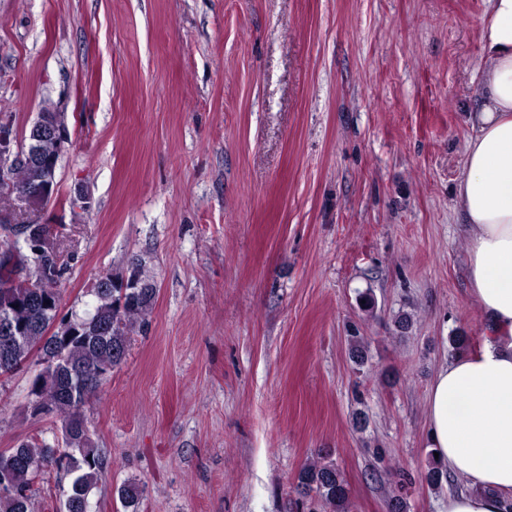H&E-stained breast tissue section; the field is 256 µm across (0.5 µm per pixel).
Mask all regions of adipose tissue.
<instances>
[{
    "instance_id": "ef3b65f1",
    "label": "adipose tissue",
    "mask_w": 512,
    "mask_h": 512,
    "mask_svg": "<svg viewBox=\"0 0 512 512\" xmlns=\"http://www.w3.org/2000/svg\"><path fill=\"white\" fill-rule=\"evenodd\" d=\"M481 28V108L456 202L470 226V293L486 340L439 370L429 440L465 491L446 512H505L512 502V0H489Z\"/></svg>"
}]
</instances>
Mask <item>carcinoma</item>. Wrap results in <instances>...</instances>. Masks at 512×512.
Listing matches in <instances>:
<instances>
[{
  "label": "carcinoma",
  "instance_id": "carcinoma-1",
  "mask_svg": "<svg viewBox=\"0 0 512 512\" xmlns=\"http://www.w3.org/2000/svg\"><path fill=\"white\" fill-rule=\"evenodd\" d=\"M21 147L36 150L50 160L55 145L50 137L34 140L27 135ZM43 173L36 166L20 168L15 191L31 189ZM51 233L47 224H0V252H10L8 260H0V327L9 324L15 338L0 348V375L11 373L33 352L38 356L39 370L34 375L28 402L43 408L44 414L59 422L56 444L22 440L8 454L10 465L0 463L6 471V492H0V512H34L33 486L44 465L51 463L72 476L65 501V512H82L97 487L105 465V454L98 448L86 427L82 408L103 383L99 375L119 366L126 358L128 341L135 329L146 325L157 295V286L146 264L131 262L143 287L134 295H121L118 281L122 274L108 275L109 284L95 285V303L85 316H72L73 324L63 330L56 326L61 310V288L70 268L58 259L55 276L39 279L23 274V269L36 257L30 243L39 234ZM349 354L356 363L365 359L364 337L353 328L348 336ZM448 470L440 460L429 461L424 479L438 487L447 478ZM297 488L304 496L317 497L320 506L331 512H343L348 506L347 483L332 461H316L301 468ZM124 508L138 512L139 490L134 484L118 489Z\"/></svg>",
  "mask_w": 512,
  "mask_h": 512
}]
</instances>
